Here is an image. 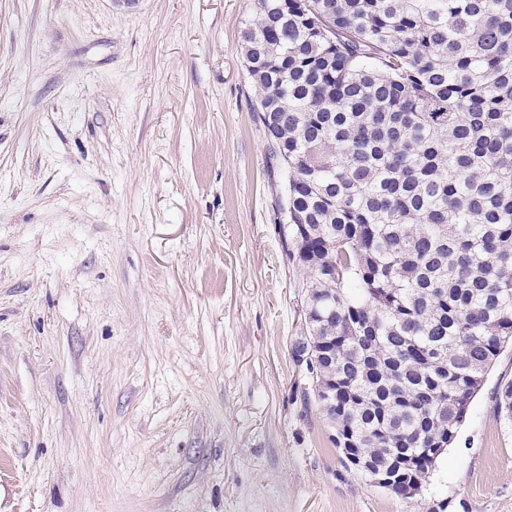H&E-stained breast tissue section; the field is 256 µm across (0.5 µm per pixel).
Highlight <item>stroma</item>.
<instances>
[{
    "label": "stroma",
    "mask_w": 512,
    "mask_h": 512,
    "mask_svg": "<svg viewBox=\"0 0 512 512\" xmlns=\"http://www.w3.org/2000/svg\"><path fill=\"white\" fill-rule=\"evenodd\" d=\"M256 3L0 0V512H512L511 348L408 501L304 407Z\"/></svg>",
    "instance_id": "stroma-1"
}]
</instances>
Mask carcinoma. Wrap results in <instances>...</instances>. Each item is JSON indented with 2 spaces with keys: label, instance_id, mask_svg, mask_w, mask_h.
Segmentation results:
<instances>
[{
  "label": "carcinoma",
  "instance_id": "carcinoma-1",
  "mask_svg": "<svg viewBox=\"0 0 512 512\" xmlns=\"http://www.w3.org/2000/svg\"><path fill=\"white\" fill-rule=\"evenodd\" d=\"M241 51L287 260L301 388L341 460L435 469L512 344V0H257ZM496 406L512 421V382Z\"/></svg>",
  "mask_w": 512,
  "mask_h": 512
}]
</instances>
